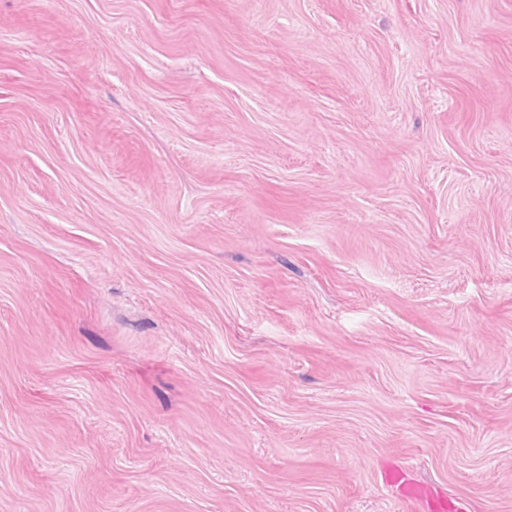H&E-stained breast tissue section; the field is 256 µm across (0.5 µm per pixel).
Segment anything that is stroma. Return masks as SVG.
<instances>
[{"mask_svg": "<svg viewBox=\"0 0 512 512\" xmlns=\"http://www.w3.org/2000/svg\"><path fill=\"white\" fill-rule=\"evenodd\" d=\"M512 512V0H0V512ZM386 483L397 488L401 500L413 512H460L463 506L459 501L451 499L448 494L434 488L407 481L398 470H392L387 475Z\"/></svg>", "mask_w": 512, "mask_h": 512, "instance_id": "obj_1", "label": "stroma"}]
</instances>
